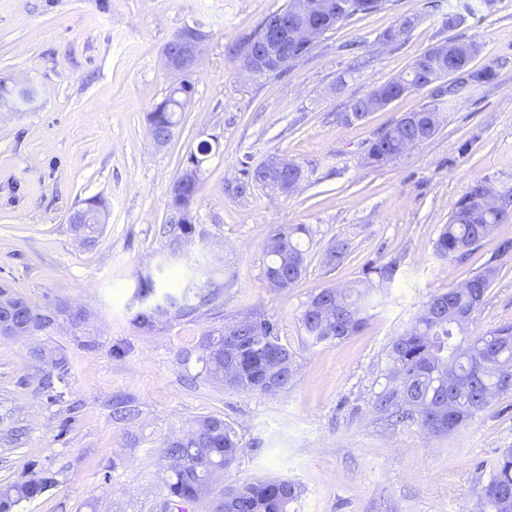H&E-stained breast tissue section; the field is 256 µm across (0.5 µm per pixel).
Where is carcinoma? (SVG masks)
<instances>
[{"label":"carcinoma","instance_id":"carcinoma-1","mask_svg":"<svg viewBox=\"0 0 512 512\" xmlns=\"http://www.w3.org/2000/svg\"><path fill=\"white\" fill-rule=\"evenodd\" d=\"M336 12L320 15L316 22L329 32L358 14L371 12L383 6L384 0H335ZM473 5L461 3L444 17L446 28L461 25L462 15L472 14ZM414 21L397 19L395 26L385 34L394 42L407 35ZM457 52L456 61L470 66L479 51L475 40L449 39ZM310 49L283 54L270 51L269 60L256 70L259 77H277L292 64L306 56ZM433 54L429 49L404 74L379 85L348 105L346 120L354 122L365 118L385 104L403 96L409 89L420 90V66ZM495 70L486 66L469 70L466 81L452 86L448 99H438L405 113L388 124L370 142L367 156L382 164L430 139L440 124L437 109L446 102L463 97L475 84L491 83ZM193 94V84L186 81L183 90L172 89L165 100L167 110L154 109L148 115L149 131L164 135L178 124L176 104L180 98ZM212 150L209 143H201L197 152L190 154L182 174L173 184L168 207L171 212L167 233L172 240L188 238L195 231L193 211L200 190L199 157ZM244 179L237 186L239 194L247 193L253 184L275 179L289 184L302 179L300 167L289 163L288 168L269 171L265 163H245ZM86 223L77 225L86 239H93L99 229V202L87 201L83 210ZM512 220V189L496 190L483 181H477L459 199L435 242V253L442 260L459 261L469 256L475 247L493 229ZM306 228L301 224H282L276 227L270 240L278 246H266V273L281 271L288 274L285 288H290L304 269L305 253L301 235ZM367 272L376 275L378 284L395 280L398 266L395 262L370 265ZM498 274V267L487 265L460 287L430 296L413 316L409 326L390 344L389 357L393 365L396 385L380 397V406L392 411L401 420L416 422L427 434L447 436L465 426L481 412L496 394L512 391V323H504L481 334L469 335L466 324L482 306L485 295ZM222 284L210 280L191 282L176 291H167L156 297L152 277L139 281L136 297L142 308L135 313L132 323L151 332L163 328L173 320L195 318L221 294ZM12 299V307L0 310V317L13 325H29L33 335L39 336L51 329L63 309L38 310L4 285L0 295ZM364 307L360 300L345 293L326 288L314 294L301 314V323L313 343L340 341L359 332L365 325ZM199 361L205 376L225 387L251 394L256 377L269 375L277 381V389L288 386L294 377L292 355L279 342L277 327L267 318L247 317L209 332L201 345ZM33 355L48 364L43 385L53 388L52 372L64 375L68 370L67 356L54 347H39ZM241 447L234 429L221 418L204 417L187 432L168 440L162 448L168 462L166 505L177 507L209 497L216 478L224 475L236 462ZM54 483V477L43 474L25 481L0 486V512H12L21 501L33 499ZM233 494L224 493L210 502V512H288L300 494L299 486L285 479H259L252 483L231 487ZM482 512H512V448L502 451L492 473L479 489Z\"/></svg>","mask_w":512,"mask_h":512}]
</instances>
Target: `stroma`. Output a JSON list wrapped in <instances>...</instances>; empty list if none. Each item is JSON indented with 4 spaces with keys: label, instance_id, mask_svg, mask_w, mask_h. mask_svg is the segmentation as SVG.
Segmentation results:
<instances>
[{
    "label": "stroma",
    "instance_id": "1",
    "mask_svg": "<svg viewBox=\"0 0 512 512\" xmlns=\"http://www.w3.org/2000/svg\"><path fill=\"white\" fill-rule=\"evenodd\" d=\"M386 0L327 32L280 77L253 79L237 50L288 0H0V82L34 89L33 102L0 112V284L32 306L85 310L37 339L0 338V485L53 474L15 512H162L164 443L204 416L223 418L242 446L225 485L264 478L299 484L291 512H478V490L500 451L512 448V391L496 395L457 432L435 437L378 410L393 385L388 357L432 294L487 264L500 272L469 324L479 334L512 321V240L498 225L467 260L446 262L435 241L456 202L477 181L512 186V0H494L456 29L442 25L459 0ZM403 15L416 27L389 43ZM206 38L188 78L192 99L172 140L155 146L147 115L175 77L166 45L185 26ZM476 38L472 65L493 83L443 112L436 134L404 156L369 163V141L431 99L414 91L353 123L348 102L407 71L428 48ZM345 85H338V78ZM202 164L186 255L167 261L174 181L200 142ZM277 156L299 165L298 186L256 185L237 195L242 163ZM99 200L105 221L81 244L72 217ZM281 224H303L305 269L294 287H269L265 245ZM341 242L350 253L329 265ZM394 262L396 279L365 297L362 331L310 343L301 313L324 288H360L371 264ZM224 282L207 312L164 330L131 323L142 276L158 291L205 275ZM275 321L296 374L267 395L225 389L199 373L207 332L246 315ZM66 354L54 392L35 345ZM121 346L123 356L112 353Z\"/></svg>",
    "mask_w": 512,
    "mask_h": 512
}]
</instances>
